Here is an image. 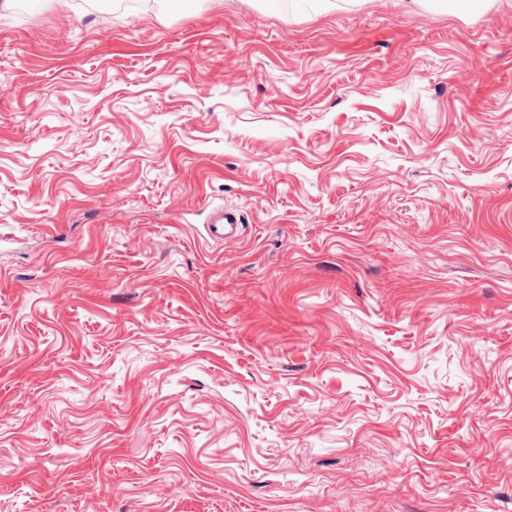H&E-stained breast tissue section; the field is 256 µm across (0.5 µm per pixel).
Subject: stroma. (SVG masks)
<instances>
[{"label": "stroma", "mask_w": 512, "mask_h": 512, "mask_svg": "<svg viewBox=\"0 0 512 512\" xmlns=\"http://www.w3.org/2000/svg\"><path fill=\"white\" fill-rule=\"evenodd\" d=\"M334 3L0 10V512H512V0Z\"/></svg>", "instance_id": "1"}]
</instances>
